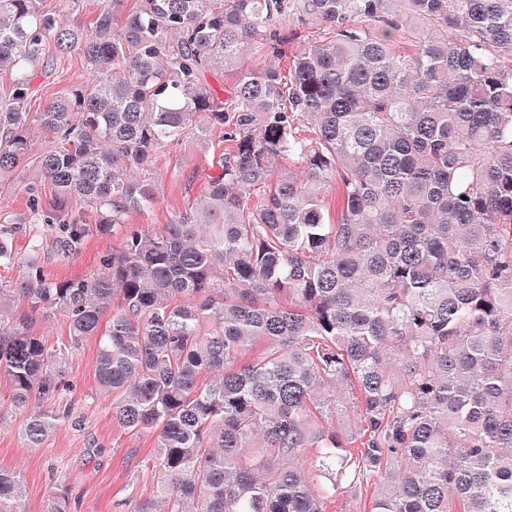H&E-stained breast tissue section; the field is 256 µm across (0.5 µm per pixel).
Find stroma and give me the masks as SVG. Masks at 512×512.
I'll use <instances>...</instances> for the list:
<instances>
[{
    "mask_svg": "<svg viewBox=\"0 0 512 512\" xmlns=\"http://www.w3.org/2000/svg\"><path fill=\"white\" fill-rule=\"evenodd\" d=\"M84 78L83 62L80 56H73L43 81L40 92L31 101L32 111H41L56 92L79 84ZM217 152L216 144L193 141L163 150L157 160L163 176L159 200L147 212L131 215L130 223L156 227L184 211L204 191L209 176L213 175L211 163ZM115 243V238L109 236L89 235L73 256H49L44 271L54 279H76L96 273L101 256ZM96 349L95 339L84 340L62 367L72 385L66 402L85 408L83 431L63 425L42 447L24 448L19 437L22 415L9 401L0 402V468L17 469L23 474L26 512H42L43 502L54 483L52 471L56 468L72 472L76 477L69 490L71 512H121L120 502L136 501L153 491V476L143 467L150 437H132L114 427L105 404L94 399ZM94 445L99 448L95 454L90 451Z\"/></svg>",
    "mask_w": 512,
    "mask_h": 512,
    "instance_id": "stroma-1",
    "label": "stroma"
}]
</instances>
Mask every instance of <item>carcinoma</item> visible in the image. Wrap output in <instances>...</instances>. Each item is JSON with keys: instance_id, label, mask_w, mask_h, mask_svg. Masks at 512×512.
Instances as JSON below:
<instances>
[{"instance_id": "carcinoma-1", "label": "carcinoma", "mask_w": 512, "mask_h": 512, "mask_svg": "<svg viewBox=\"0 0 512 512\" xmlns=\"http://www.w3.org/2000/svg\"><path fill=\"white\" fill-rule=\"evenodd\" d=\"M40 2L0 0V212L40 174L0 218L25 447L84 425L52 405L93 337L112 424L151 436L154 496L128 512H327L363 485L369 512H512V0H108L87 24ZM291 18L318 37L288 50ZM250 49L221 96L206 75ZM74 54L87 79L30 111ZM215 137L203 194L128 222L162 148ZM92 230L119 236L98 273L44 274V233L70 252ZM57 315L55 348L34 324ZM24 494L0 468V512Z\"/></svg>"}]
</instances>
